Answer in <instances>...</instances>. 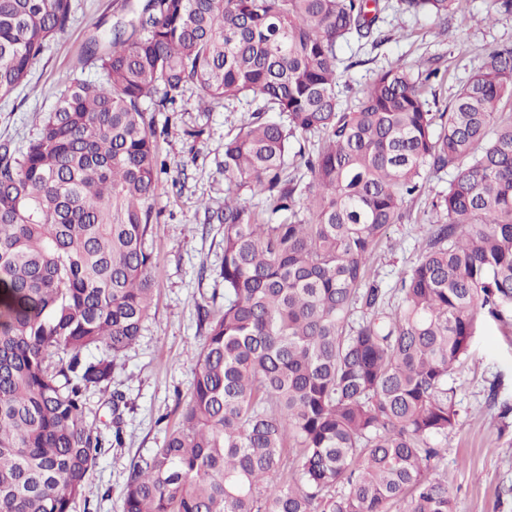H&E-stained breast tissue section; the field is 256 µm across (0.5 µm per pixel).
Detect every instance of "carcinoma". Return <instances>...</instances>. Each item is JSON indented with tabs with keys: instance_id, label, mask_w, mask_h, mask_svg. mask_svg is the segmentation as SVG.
<instances>
[{
	"instance_id": "carcinoma-1",
	"label": "carcinoma",
	"mask_w": 512,
	"mask_h": 512,
	"mask_svg": "<svg viewBox=\"0 0 512 512\" xmlns=\"http://www.w3.org/2000/svg\"><path fill=\"white\" fill-rule=\"evenodd\" d=\"M457 0H398L446 19ZM380 0H147L84 51L20 154L0 146V512H73L104 445L87 395L109 384L154 300L159 159L153 100L256 107L224 139V309L178 426L131 463L123 512H457L435 477L457 425L450 376L481 320L512 312V45L438 112L412 67L375 74L352 109L340 43L378 46ZM70 0H0V97L70 22ZM319 136L310 152L291 140ZM436 220L396 291L371 255L431 175ZM257 199L245 204L242 192ZM360 321L351 322L354 313ZM122 445L125 395L112 393Z\"/></svg>"
}]
</instances>
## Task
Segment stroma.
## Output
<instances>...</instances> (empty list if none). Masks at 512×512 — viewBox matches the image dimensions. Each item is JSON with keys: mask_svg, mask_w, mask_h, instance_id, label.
<instances>
[{"mask_svg": "<svg viewBox=\"0 0 512 512\" xmlns=\"http://www.w3.org/2000/svg\"><path fill=\"white\" fill-rule=\"evenodd\" d=\"M145 0H72L66 31L52 40L33 64L26 86L0 100V144L21 151L38 133V118L51 111L61 90L73 79L99 81V73L81 58L87 41L104 38L115 22H130ZM493 0H461L459 15L440 28L433 18L398 11L388 0L382 27L390 35L381 46L349 42L340 48L347 62L337 87L343 106L354 105L374 73L400 61L416 71L439 68L433 82L439 102L449 101L458 86L481 64L485 48L512 44V14H491ZM250 106L236 103L203 112L195 90H187L175 111L159 112L158 147L167 164L155 199L158 222L146 240L153 255L156 297L137 342L112 370L107 387L92 389L87 411L97 416L105 441L91 467L74 512H123V491L132 461L161 446L178 422L193 384V356L200 351L201 310L224 304V227L205 221L204 210L224 205V140L236 132ZM448 174L431 176L430 192L404 205L409 218L389 227L371 260V273L382 281L390 305L399 283L420 254L423 226L434 221L432 196L448 187ZM459 423L448 433L438 469L457 501L458 512H512V316L480 323L465 364L451 380ZM128 401L122 416V444L111 443L113 391Z\"/></svg>", "mask_w": 512, "mask_h": 512, "instance_id": "stroma-1", "label": "stroma"}]
</instances>
